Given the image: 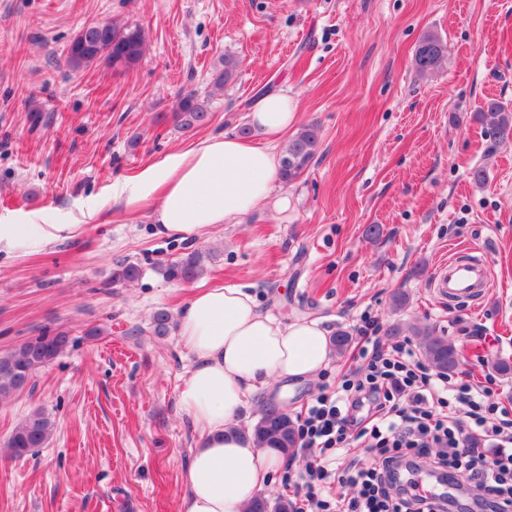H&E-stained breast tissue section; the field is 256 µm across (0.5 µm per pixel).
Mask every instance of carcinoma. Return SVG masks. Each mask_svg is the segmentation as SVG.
Returning a JSON list of instances; mask_svg holds the SVG:
<instances>
[{
    "instance_id": "cac0c4a2",
    "label": "carcinoma",
    "mask_w": 512,
    "mask_h": 512,
    "mask_svg": "<svg viewBox=\"0 0 512 512\" xmlns=\"http://www.w3.org/2000/svg\"><path fill=\"white\" fill-rule=\"evenodd\" d=\"M146 38L137 24L86 23L69 43L66 62L79 69L95 62H105L115 73H122L138 63L145 53ZM447 46L435 34H428L420 41L414 56V64L422 73L437 70L445 59ZM238 61L232 57L223 60V67L212 78L214 88L224 89L238 70ZM177 127L191 130L204 124L209 110L193 92L179 97L174 108ZM496 141L512 139V108L496 100H489L477 113ZM319 145L318 130L304 126L288 141L280 160V180L285 184L295 181L314 159ZM203 272V254L192 252L166 270L169 279L190 282ZM141 268L124 260L115 263L110 280L114 283L132 282L140 278ZM428 363L442 374L449 375L459 366V353L452 342L439 336L428 325L413 327ZM71 342L65 331H44L32 336L8 351L0 354V399L8 398L31 383L36 374L60 357ZM55 422L41 410L31 412L12 431L6 443L7 454L20 458L36 448L45 446L51 439ZM258 448H275L284 456L294 454L296 428L291 417L276 410H266L252 429L245 431ZM250 512H292L291 504L280 499L274 503L258 499Z\"/></svg>"
}]
</instances>
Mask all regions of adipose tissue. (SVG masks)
Instances as JSON below:
<instances>
[{
	"mask_svg": "<svg viewBox=\"0 0 512 512\" xmlns=\"http://www.w3.org/2000/svg\"><path fill=\"white\" fill-rule=\"evenodd\" d=\"M297 108L285 91L260 97L249 114L250 138L213 135L173 151L118 188L113 203L149 210L159 234L182 242L240 223L274 197L279 137L294 126ZM78 231L75 224H1L0 252L40 250ZM179 328L194 363L178 399L199 435L182 474L184 512H248L272 491L283 459L255 447L236 420L257 389L320 377L332 362L328 332L315 321L282 322L236 286L196 292Z\"/></svg>",
	"mask_w": 512,
	"mask_h": 512,
	"instance_id": "ef3b65f1",
	"label": "adipose tissue"
}]
</instances>
